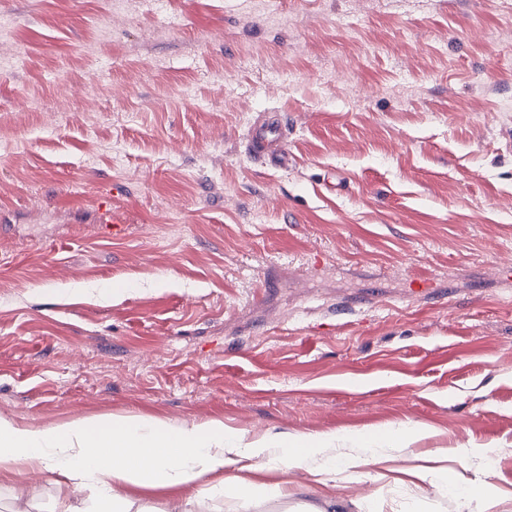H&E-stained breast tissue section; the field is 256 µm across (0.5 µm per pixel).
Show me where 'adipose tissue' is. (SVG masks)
I'll list each match as a JSON object with an SVG mask.
<instances>
[{
	"mask_svg": "<svg viewBox=\"0 0 512 512\" xmlns=\"http://www.w3.org/2000/svg\"><path fill=\"white\" fill-rule=\"evenodd\" d=\"M335 432L292 439L252 440L242 431L225 430L222 419L176 423L158 417L81 418L62 426L19 424L0 418V472L30 468L56 475L59 492L52 512H151L132 495V488H178L182 494L168 512H205L207 499L231 494L236 512H256L259 495L280 497L278 486L257 490L220 473L242 462L265 469L298 466L307 458L333 453ZM205 473L217 475L208 487H197ZM93 487L84 507H76L71 491Z\"/></svg>",
	"mask_w": 512,
	"mask_h": 512,
	"instance_id": "obj_1",
	"label": "adipose tissue"
}]
</instances>
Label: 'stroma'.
Instances as JSON below:
<instances>
[{
    "instance_id": "1",
    "label": "stroma",
    "mask_w": 512,
    "mask_h": 512,
    "mask_svg": "<svg viewBox=\"0 0 512 512\" xmlns=\"http://www.w3.org/2000/svg\"><path fill=\"white\" fill-rule=\"evenodd\" d=\"M510 51L512 0H0V417L336 431L225 475L287 488L259 512H512ZM282 143L281 120L278 117H269L260 124H256L249 132L247 147L249 152L257 158H269L275 165L285 166L280 160L285 157ZM418 432H419V430L417 428L411 429V428H406L403 426H398V427L391 428L390 430L384 431L375 437H371L366 434H358L356 437V440L360 445H366V444L372 442L373 440L374 441L377 440V441L402 442L407 439H410Z\"/></svg>"
}]
</instances>
